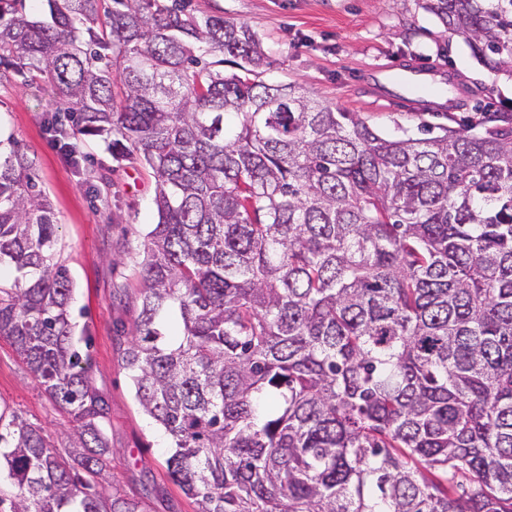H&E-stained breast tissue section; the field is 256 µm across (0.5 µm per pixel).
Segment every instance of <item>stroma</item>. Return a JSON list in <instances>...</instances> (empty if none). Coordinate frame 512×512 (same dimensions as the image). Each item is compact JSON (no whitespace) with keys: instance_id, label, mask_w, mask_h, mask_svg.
Wrapping results in <instances>:
<instances>
[{"instance_id":"1","label":"stroma","mask_w":512,"mask_h":512,"mask_svg":"<svg viewBox=\"0 0 512 512\" xmlns=\"http://www.w3.org/2000/svg\"><path fill=\"white\" fill-rule=\"evenodd\" d=\"M190 8L256 31L272 63L267 81L298 84L388 136L419 137L428 127L471 126L483 113L512 111V77L485 68L422 0H191ZM407 69L427 75L433 93L410 101L385 82ZM452 86L479 88L481 110L449 111ZM61 106L47 79L0 80V146L17 145L35 160L34 179L58 224L55 258L73 284L75 334L89 340L88 375L107 412L116 453L99 488L135 499L142 512H196L167 473L168 440L141 410L121 358L139 314L147 234L157 221L154 178L141 161L113 157L72 125L52 128ZM0 411L42 428L54 446L74 425L3 338Z\"/></svg>"}]
</instances>
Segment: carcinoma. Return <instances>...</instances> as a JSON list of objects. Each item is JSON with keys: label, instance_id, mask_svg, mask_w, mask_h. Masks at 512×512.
<instances>
[{"label": "carcinoma", "instance_id": "1", "mask_svg": "<svg viewBox=\"0 0 512 512\" xmlns=\"http://www.w3.org/2000/svg\"><path fill=\"white\" fill-rule=\"evenodd\" d=\"M27 2L0 0V66L154 176L122 361L197 512H512V114L388 137L186 0ZM424 8L512 75V0ZM30 170L0 155V337L76 425L59 449L0 414V512H140L98 490L106 411Z\"/></svg>", "mask_w": 512, "mask_h": 512}]
</instances>
